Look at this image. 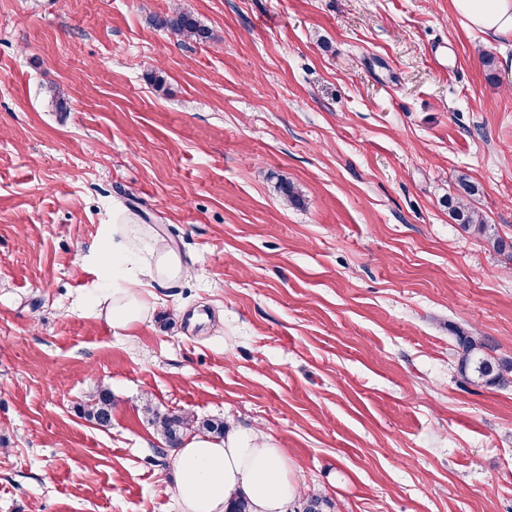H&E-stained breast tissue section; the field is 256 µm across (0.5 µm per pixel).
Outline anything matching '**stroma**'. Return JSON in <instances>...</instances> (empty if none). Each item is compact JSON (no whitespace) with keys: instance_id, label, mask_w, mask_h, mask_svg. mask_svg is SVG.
<instances>
[{"instance_id":"35a3bbf8","label":"stroma","mask_w":512,"mask_h":512,"mask_svg":"<svg viewBox=\"0 0 512 512\" xmlns=\"http://www.w3.org/2000/svg\"><path fill=\"white\" fill-rule=\"evenodd\" d=\"M483 50L450 0H0V512H181L148 405L261 432L328 512H512V384L455 357H512V261L441 204L467 174L512 240ZM116 224L190 271L121 335ZM156 27L169 31L172 35L187 40L204 41L210 38V31L189 13L174 11L170 15L153 18ZM459 371L470 383L505 386L512 383V358L497 357L486 351V344L472 332L458 331ZM79 410L95 424L108 427L112 422V393L108 389H99Z\"/></svg>"}]
</instances>
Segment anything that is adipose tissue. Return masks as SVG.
Instances as JSON below:
<instances>
[{
  "instance_id": "ef3b65f1",
  "label": "adipose tissue",
  "mask_w": 512,
  "mask_h": 512,
  "mask_svg": "<svg viewBox=\"0 0 512 512\" xmlns=\"http://www.w3.org/2000/svg\"><path fill=\"white\" fill-rule=\"evenodd\" d=\"M454 13L495 38L512 37V0H451ZM136 250L125 227H112V328L124 333L138 324L146 308L140 289L175 283L187 276L178 253L156 243L149 259L135 262ZM176 494L183 512H228L246 498L250 512H284L300 488L288 476L282 451L253 430H233L224 440L197 437L175 453Z\"/></svg>"
}]
</instances>
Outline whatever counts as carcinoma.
Here are the masks:
<instances>
[{
  "instance_id": "carcinoma-1",
  "label": "carcinoma",
  "mask_w": 512,
  "mask_h": 512,
  "mask_svg": "<svg viewBox=\"0 0 512 512\" xmlns=\"http://www.w3.org/2000/svg\"><path fill=\"white\" fill-rule=\"evenodd\" d=\"M153 22L156 27L183 39L204 41L210 37V31L187 12L176 10L170 15L154 17ZM279 190L286 203L294 207L304 204L301 191L292 182L281 180ZM477 195L478 185L469 176L461 174L456 179L453 192L443 198L442 205L448 209L450 217L463 231H475L485 235L494 251L512 257V241L508 243L491 231L483 216L471 206V200ZM457 357L461 375L471 383L483 386H505L512 383V358L497 357L488 353L485 342L472 332L458 331ZM79 410L95 424L101 427L110 426L111 391L98 390L88 401L79 405ZM156 423L165 444L173 448L182 443L187 431L195 428L215 438L224 437L225 431L222 421L204 420L196 424L192 419L179 414L158 416ZM328 506L327 499L312 494L301 499L299 512H325Z\"/></svg>"
}]
</instances>
